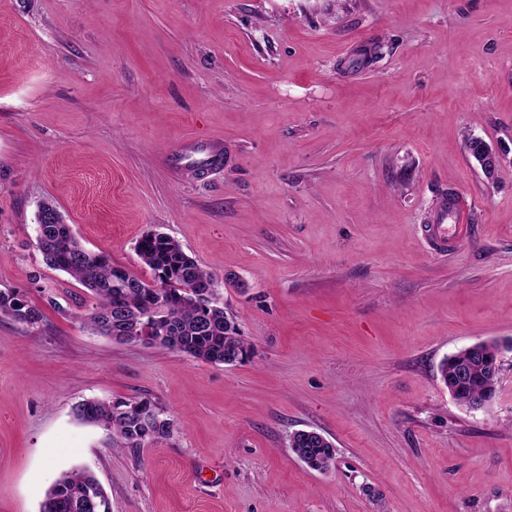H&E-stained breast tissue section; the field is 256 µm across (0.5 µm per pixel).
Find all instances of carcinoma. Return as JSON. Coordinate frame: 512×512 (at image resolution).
Wrapping results in <instances>:
<instances>
[{"label": "carcinoma", "instance_id": "1", "mask_svg": "<svg viewBox=\"0 0 512 512\" xmlns=\"http://www.w3.org/2000/svg\"><path fill=\"white\" fill-rule=\"evenodd\" d=\"M37 247L47 266L68 274L95 298L84 315V324L95 334L128 342L127 330L141 328L140 341L158 344L211 364L233 365L247 359L251 345L239 334L233 319L220 303L215 276L190 257L174 238L151 233L140 238L137 252L154 273L146 282L124 272L103 253L84 248L57 210L43 204L36 224ZM0 314L35 325L42 312L14 289L0 290ZM494 342H480L444 358L438 367L440 380L462 405L480 402L486 392L498 388L500 366ZM163 414L151 400L83 401L74 407L76 417L112 432L122 447L139 448L170 435V419L162 420L146 435L143 411ZM288 447L309 468L328 469L334 447L322 434L296 430ZM99 485L91 475L65 472L46 491L40 512H90L84 507L88 490Z\"/></svg>", "mask_w": 512, "mask_h": 512}]
</instances>
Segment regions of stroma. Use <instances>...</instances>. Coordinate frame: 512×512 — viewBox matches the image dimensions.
<instances>
[{
    "label": "stroma",
    "instance_id": "1",
    "mask_svg": "<svg viewBox=\"0 0 512 512\" xmlns=\"http://www.w3.org/2000/svg\"><path fill=\"white\" fill-rule=\"evenodd\" d=\"M194 141L223 164L174 167ZM443 191L466 229L436 251ZM46 202L146 281L138 240H178L252 359L87 330L36 246ZM0 289L44 315L0 314V512L74 468L111 512H512V0H0ZM491 340L500 390L471 410L438 366ZM141 398L170 437L73 415ZM467 150L488 176H493L505 159L502 152L492 148L478 137L476 141L467 146ZM0 313L11 319L35 325L42 320V312L25 299V295L14 289L0 290ZM116 409H124L117 413ZM157 412L163 416V410L151 400H116L101 402L98 400L83 401L74 407L76 417L82 422L103 426L112 432L120 447L140 448L145 442H155L170 435L172 423L170 419H161L162 422L151 414L153 423L160 424L153 429L152 435L146 434V422L143 411ZM288 446L304 464L316 471H326L329 468L326 463L332 461L334 455L333 444L314 430L292 432L288 436Z\"/></svg>",
    "mask_w": 512,
    "mask_h": 512
}]
</instances>
